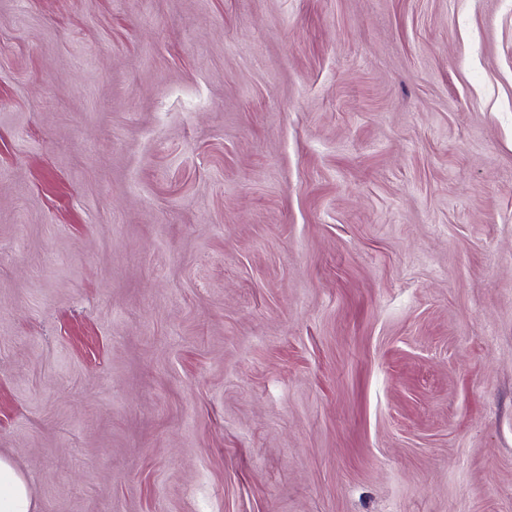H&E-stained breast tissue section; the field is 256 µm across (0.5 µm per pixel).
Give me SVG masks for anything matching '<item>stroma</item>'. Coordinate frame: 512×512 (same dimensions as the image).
I'll return each instance as SVG.
<instances>
[{
  "instance_id": "obj_1",
  "label": "stroma",
  "mask_w": 512,
  "mask_h": 512,
  "mask_svg": "<svg viewBox=\"0 0 512 512\" xmlns=\"http://www.w3.org/2000/svg\"><path fill=\"white\" fill-rule=\"evenodd\" d=\"M0 454L35 512H512V0H0Z\"/></svg>"
}]
</instances>
